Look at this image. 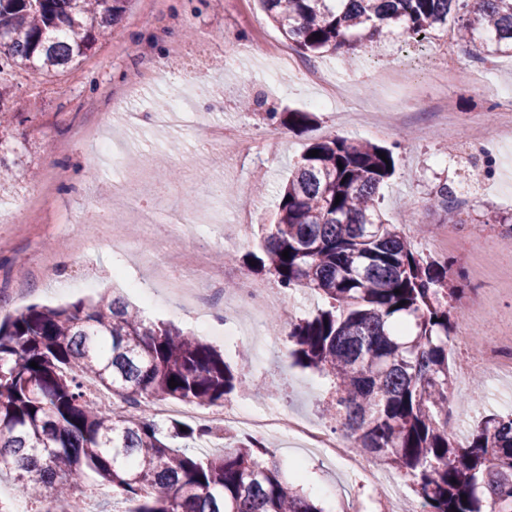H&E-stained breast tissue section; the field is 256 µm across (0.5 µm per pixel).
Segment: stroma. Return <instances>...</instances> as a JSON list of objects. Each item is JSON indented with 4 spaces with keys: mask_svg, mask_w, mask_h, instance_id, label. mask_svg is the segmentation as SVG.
<instances>
[{
    "mask_svg": "<svg viewBox=\"0 0 512 512\" xmlns=\"http://www.w3.org/2000/svg\"><path fill=\"white\" fill-rule=\"evenodd\" d=\"M446 33L427 36H386L354 57L344 68L331 56L283 63L275 55L288 42L259 9L256 0H132L129 11L113 27L109 38L62 76L42 78L20 72L0 80L5 102L21 101L22 112L9 128L19 146L23 166L40 176L0 196V313L20 304L58 306L97 296L115 287L116 276L127 282L123 292L153 321L173 322L193 331L224 354L232 367L262 382L268 403L287 414L329 423L323 411L330 382L317 372L293 363L285 341L277 340L267 318L251 319L234 300L222 304L185 305L166 288L157 267L173 264L174 252L204 251L206 257L223 252L234 256L231 279L242 282L240 257L258 249L261 227L278 210V186L288 168L307 145L327 136H344L393 146L394 176L380 190L387 219L403 225L416 249L432 255V244L445 217L430 200L440 185L458 193L453 221L461 243L449 248L455 269L466 272V290L491 293L497 311L472 315L465 302L452 312L469 329L454 335L452 360L469 358L471 372L456 384L457 418L470 430L483 416L512 411V381H491L478 364L476 338H488L512 313V248L496 247L506 227L490 223L493 214H512V142L481 151L465 140L452 141L436 125L438 112L459 119L481 117L494 124L512 104V57L493 58V72L475 80L477 59L461 45L451 49L461 64L457 71L441 70L436 58ZM324 69L329 78L345 80L352 99L348 107H314L320 88L306 79L308 70ZM181 97L185 110L178 120L160 122L155 105ZM261 104L244 109V102ZM314 112L316 119L303 131L270 126L268 112ZM233 125L268 141L257 159L242 157L234 139L224 141L223 156L203 146L204 126ZM112 140L101 154L97 136ZM143 174L150 192L139 194L134 205L119 209L123 237L135 235V215L150 216L153 236L117 251L98 237L82 215L101 210L113 185ZM53 194L38 213L48 233L38 237L23 229L27 213L22 196L46 185ZM233 186L235 198L223 203L220 224L192 225L190 237L171 240L155 252V240L169 237L184 223L189 204L206 208L220 196L223 185ZM251 214L248 237L238 238L235 226L243 212ZM84 239V253L59 255L46 262L56 237ZM485 242L487 272L470 279L471 243ZM26 287L24 301L12 291ZM236 338H229V331ZM273 459L287 485L299 487L315 474L323 495V512H345L350 495L380 512L371 487L355 483L335 462L285 440L271 443Z\"/></svg>",
    "mask_w": 512,
    "mask_h": 512,
    "instance_id": "obj_1",
    "label": "stroma"
}]
</instances>
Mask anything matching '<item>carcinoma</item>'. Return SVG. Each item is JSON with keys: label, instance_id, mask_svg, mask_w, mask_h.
I'll return each instance as SVG.
<instances>
[{"label": "carcinoma", "instance_id": "carcinoma-1", "mask_svg": "<svg viewBox=\"0 0 512 512\" xmlns=\"http://www.w3.org/2000/svg\"><path fill=\"white\" fill-rule=\"evenodd\" d=\"M130 2L0 0V74L51 75L80 63ZM260 3L303 58L344 62L394 29L419 36L450 21L475 57L512 56V0ZM265 116L271 125L310 121L306 112ZM309 149L319 154L304 152L289 168L262 252L242 260L247 273L267 272L324 301L313 316L288 320L290 356L329 378L336 429L354 450L402 471L422 512H512V416H486L461 440L448 431V301L465 289L448 278V260L423 256L380 210L392 150L340 136ZM11 152L0 133V188L18 179ZM457 201L444 183L433 205L448 211ZM87 379L126 410L102 407ZM248 390L214 347L147 321L118 295L0 319V459L20 460L18 490L41 506L83 501L91 471L129 504L125 512H322L283 483L276 464H264L271 451L251 436L203 454L207 425L164 428L151 412L155 400L211 407Z\"/></svg>", "mask_w": 512, "mask_h": 512}]
</instances>
